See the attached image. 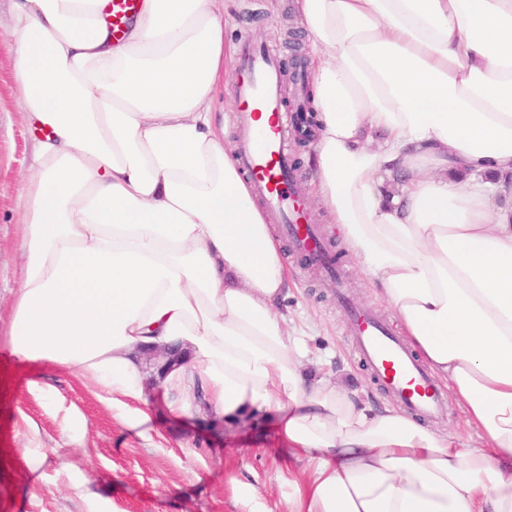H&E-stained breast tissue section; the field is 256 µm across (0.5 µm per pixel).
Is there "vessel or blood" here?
Here are the masks:
<instances>
[{"label": "vessel or blood", "instance_id": "1", "mask_svg": "<svg viewBox=\"0 0 512 512\" xmlns=\"http://www.w3.org/2000/svg\"><path fill=\"white\" fill-rule=\"evenodd\" d=\"M112 19V35L121 38L136 19L141 0H103ZM243 79L236 87L240 121L246 135L240 164L255 191L280 217L283 230L298 250L321 269L330 287L341 288L335 265L319 236L306 224L304 206L291 173L284 140L287 115L279 92L277 61L257 46L246 48L240 62ZM343 306L360 358L396 402L422 419L441 414L447 396L416 363L405 344L369 311L351 301Z\"/></svg>", "mask_w": 512, "mask_h": 512}]
</instances>
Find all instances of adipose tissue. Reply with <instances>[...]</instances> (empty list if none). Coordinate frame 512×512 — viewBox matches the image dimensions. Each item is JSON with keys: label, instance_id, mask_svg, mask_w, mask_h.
<instances>
[{"label": "adipose tissue", "instance_id": "ef3b65f1", "mask_svg": "<svg viewBox=\"0 0 512 512\" xmlns=\"http://www.w3.org/2000/svg\"><path fill=\"white\" fill-rule=\"evenodd\" d=\"M17 107L42 132L18 195L10 346L90 378L146 434L149 352L176 415L274 414L307 479L282 512H512V0H293L310 37L316 201L464 410L443 435L311 375L307 320L213 104L224 0H12ZM401 177L398 195L380 189ZM142 0H103L105 12L112 18V36L121 38L136 19Z\"/></svg>", "mask_w": 512, "mask_h": 512}]
</instances>
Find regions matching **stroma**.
<instances>
[{
	"label": "stroma",
	"mask_w": 512,
	"mask_h": 512,
	"mask_svg": "<svg viewBox=\"0 0 512 512\" xmlns=\"http://www.w3.org/2000/svg\"><path fill=\"white\" fill-rule=\"evenodd\" d=\"M291 0H228L225 47L231 69H238V42L248 36L264 42L291 75L297 59L308 56L309 38L300 24L285 20ZM6 30H0V512H250L248 490H255L278 512L291 488L289 476L304 477L276 418L236 426L213 413L175 417L158 388L148 390L152 430L142 438L122 427L87 378L50 364L19 359L10 348L9 329L21 285L23 224L18 192L29 171L35 135L17 110L15 64ZM316 224L353 302L396 327L397 318L361 271L348 245L320 210ZM291 275L280 307L289 316L309 313L314 322L310 349L333 378L370 397L392 395L354 354L343 309L324 287L319 273L286 248ZM51 387L53 398L33 394L30 381ZM76 408L87 428L82 446L61 444V419ZM40 447L47 460L27 470L23 454Z\"/></svg>",
	"instance_id": "35a3bbf8"
}]
</instances>
